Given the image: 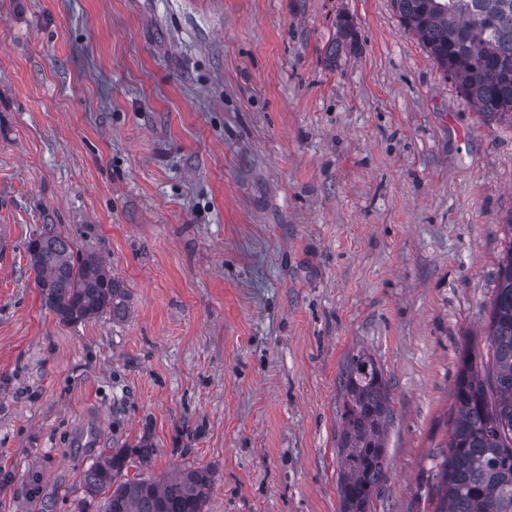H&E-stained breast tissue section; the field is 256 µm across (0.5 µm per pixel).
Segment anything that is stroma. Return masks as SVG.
I'll return each mask as SVG.
<instances>
[{"label": "stroma", "mask_w": 512, "mask_h": 512, "mask_svg": "<svg viewBox=\"0 0 512 512\" xmlns=\"http://www.w3.org/2000/svg\"><path fill=\"white\" fill-rule=\"evenodd\" d=\"M511 211L512 128L391 0H0V512H101L83 471L143 440L155 477L209 470L206 512H339L357 344L395 409L377 512H431ZM49 224L127 318L43 304Z\"/></svg>", "instance_id": "1"}]
</instances>
